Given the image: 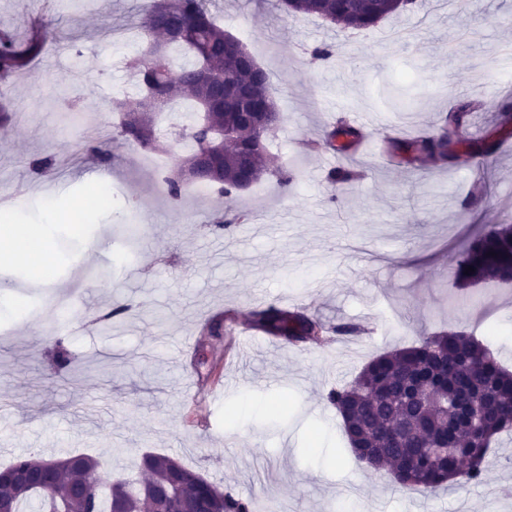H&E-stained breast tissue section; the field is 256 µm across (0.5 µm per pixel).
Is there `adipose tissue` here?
I'll return each instance as SVG.
<instances>
[{
  "instance_id": "adipose-tissue-1",
  "label": "adipose tissue",
  "mask_w": 512,
  "mask_h": 512,
  "mask_svg": "<svg viewBox=\"0 0 512 512\" xmlns=\"http://www.w3.org/2000/svg\"><path fill=\"white\" fill-rule=\"evenodd\" d=\"M50 224H4L0 226V261L21 266L28 273L47 277L52 272Z\"/></svg>"
}]
</instances>
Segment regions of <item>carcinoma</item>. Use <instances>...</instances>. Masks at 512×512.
I'll use <instances>...</instances> for the list:
<instances>
[{
	"instance_id": "carcinoma-1",
	"label": "carcinoma",
	"mask_w": 512,
	"mask_h": 512,
	"mask_svg": "<svg viewBox=\"0 0 512 512\" xmlns=\"http://www.w3.org/2000/svg\"><path fill=\"white\" fill-rule=\"evenodd\" d=\"M206 0H150L140 18V28L149 36H165V51L177 50L192 61L169 79L162 71L168 62L151 59L152 42L131 64L142 97L126 103L120 121L112 124V136L97 139L88 150L102 163L111 160L110 139L136 146L144 154L166 151L169 144L157 126V116L170 112L179 101L190 103L194 112L177 126L184 155L175 160L179 174L165 177L167 197L182 199L192 185H202L231 202L237 193L238 155L212 150L214 164L224 176L213 178L196 168L215 129L226 123L224 110L213 99L224 90L204 82L203 72H224L248 83L251 71L241 63L244 49L229 42L224 27L205 6ZM291 15L328 17L340 29L360 32L395 15L392 0H294ZM38 32L20 41L0 31V78L24 67L43 49ZM261 131L239 138L241 152L251 156L258 171L254 182L265 176L288 187L296 179L294 169L279 163L269 150L270 135L280 125L273 95H268ZM463 112H450L427 137L403 140L391 137L393 158L423 166L427 162L448 165L455 154L490 156L496 143L465 142L454 138ZM62 165L53 156L35 158L29 166L48 173ZM474 271L465 273V268ZM454 283L468 289L481 283H512V225L498 224L468 237L452 269ZM254 324L265 333L292 345L352 336L365 332L361 326L341 323L327 326L301 310L267 303L252 312ZM327 401L341 417L350 451L362 460L370 451L377 466L388 469L400 485L430 491L446 490L465 481L479 483L486 469V456L493 440L512 431V371L506 370L482 342L463 331L433 333L415 345L372 358L354 382L332 388ZM477 400L482 414L479 429L470 431V406ZM99 461L87 455L64 459L21 457L0 470V500L11 512H26L37 502L40 512H170L182 502L187 506L201 499L206 512H253L252 502L218 486L176 458L159 453L142 455L139 468L146 478L138 483L123 480L112 490L92 483Z\"/></svg>"
}]
</instances>
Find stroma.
<instances>
[{
	"label": "stroma",
	"mask_w": 512,
	"mask_h": 512,
	"mask_svg": "<svg viewBox=\"0 0 512 512\" xmlns=\"http://www.w3.org/2000/svg\"><path fill=\"white\" fill-rule=\"evenodd\" d=\"M146 0H99L87 13L62 0H0V28L25 35L49 20L42 55L0 83L24 121L0 128V192L26 186L25 200L0 223L41 224L40 200L60 211L92 194L101 175L115 197L90 208L79 227L63 223L53 239V273L29 279L0 266V304L37 306L0 334V464L30 455L85 453L103 479L137 478L138 456L165 453L207 480L249 498L264 512H512V435L493 443L481 484L442 492L393 484L356 461L328 390L351 381L374 356L413 345L422 334L477 332L512 370V285L455 288L451 268L470 234L512 223V146L477 166L381 164L357 155V179L334 185L320 155L302 151L332 113H359L379 126L417 128L476 99L481 107L458 136L493 131L512 89V0H417L415 11L350 34L315 16L286 14L281 0H209L208 8L269 73L282 123L269 144L300 177L240 193L233 235L212 228L218 196L186 192L172 204L157 188L148 158L117 141L103 164L69 104L94 124L112 123L116 102L135 96L127 67L145 45L122 35ZM329 44L325 60L312 56ZM403 84L394 106L388 89ZM54 156L52 176L29 167ZM339 195L340 205L329 198ZM139 224L155 240L126 247L123 228ZM110 272V281L94 276ZM77 297L82 323L61 326L57 303ZM279 301L326 321L360 324V336L294 346L258 334L244 354L202 335L203 320ZM136 314L103 326L111 303ZM223 357L207 376L195 366L202 345ZM85 365L80 382L56 365L57 352ZM282 402L285 420L267 406Z\"/></svg>",
	"instance_id": "1"
}]
</instances>
